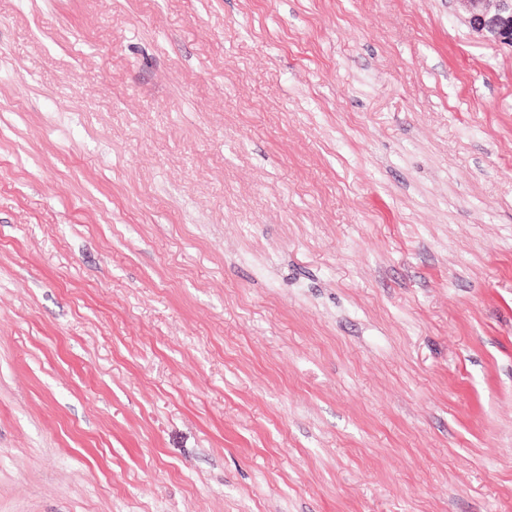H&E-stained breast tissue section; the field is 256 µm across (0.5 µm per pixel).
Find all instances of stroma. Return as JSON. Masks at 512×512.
<instances>
[{
    "label": "stroma",
    "instance_id": "obj_1",
    "mask_svg": "<svg viewBox=\"0 0 512 512\" xmlns=\"http://www.w3.org/2000/svg\"><path fill=\"white\" fill-rule=\"evenodd\" d=\"M0 512H512V47L0 0Z\"/></svg>",
    "mask_w": 512,
    "mask_h": 512
}]
</instances>
